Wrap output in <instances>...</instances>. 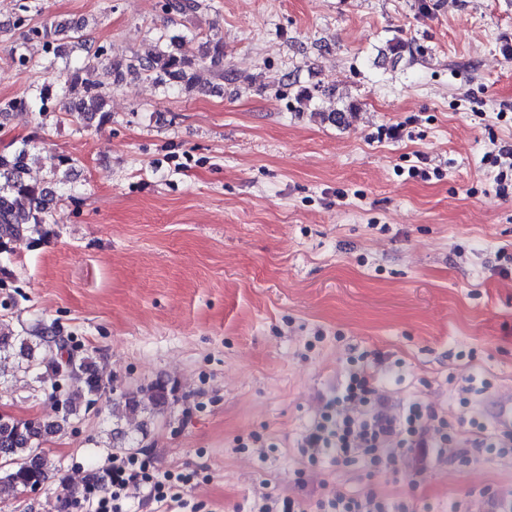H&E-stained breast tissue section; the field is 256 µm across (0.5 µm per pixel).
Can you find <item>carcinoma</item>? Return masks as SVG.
<instances>
[{
	"instance_id": "obj_1",
	"label": "carcinoma",
	"mask_w": 512,
	"mask_h": 512,
	"mask_svg": "<svg viewBox=\"0 0 512 512\" xmlns=\"http://www.w3.org/2000/svg\"><path fill=\"white\" fill-rule=\"evenodd\" d=\"M207 8L204 0H164L162 10L171 16L196 14ZM58 33V26L44 23L32 26L24 34L25 42H39L49 50ZM182 36L162 34L154 48L130 63L109 57L107 50L86 44L76 36V44L86 52L81 67L66 68L58 73L53 65L44 66L51 74L38 93L31 99L10 100L4 104L1 118L7 110L27 108L43 114L52 110L61 99L70 116L108 117V102L112 86L123 83L129 75L156 85L176 88L190 93L198 89V71L203 62L179 52ZM206 57L215 76L224 78V53L218 40L208 41ZM106 67L113 77L112 85L105 87L88 78V73ZM30 154L26 149L0 154V246L27 234L40 233L46 218L48 190L28 178ZM53 329L45 328L35 337L24 336L10 326L0 323V358L15 359L11 369H0V380L23 376L32 380L31 390L44 394L56 407L52 421L18 420L0 412V504H6L28 485L45 484L59 474V468L44 448L48 437L58 434L71 421L99 403L106 395L108 385L93 370V361L78 354L69 339H62L68 356L59 353L52 361L45 360L39 349L56 342ZM168 403L166 386L155 383L132 393H120L112 398V406L135 414L149 407L160 410ZM105 481L100 472L88 475L80 492L69 491L61 500V512H72L80 501H88L94 490Z\"/></svg>"
}]
</instances>
